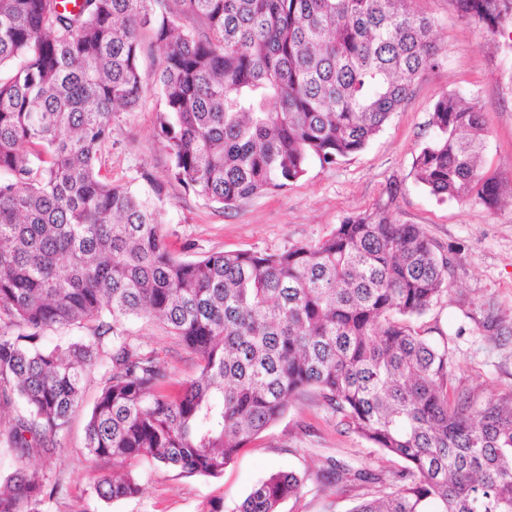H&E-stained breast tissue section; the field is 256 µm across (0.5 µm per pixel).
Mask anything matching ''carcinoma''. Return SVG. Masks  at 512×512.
Here are the masks:
<instances>
[{
  "label": "carcinoma",
  "instance_id": "obj_1",
  "mask_svg": "<svg viewBox=\"0 0 512 512\" xmlns=\"http://www.w3.org/2000/svg\"><path fill=\"white\" fill-rule=\"evenodd\" d=\"M512 35V0H453ZM413 0H0V512H42L56 487L28 467L57 446L101 373L85 425L93 489L135 497L137 459L218 477L288 405L315 390L359 437L403 465L350 512H512V393L448 395L453 361L407 321L448 290L453 257L386 203L316 246L172 255L164 186L102 173L121 112L145 101L143 37L162 49L156 136L172 178L232 208L362 150L443 58ZM414 160L440 199L491 210L512 185L482 168L481 108L434 105ZM159 319L197 362L171 372L128 336ZM92 323L75 340L46 333ZM336 485L367 481L336 462ZM304 478L257 481L235 512H279Z\"/></svg>",
  "mask_w": 512,
  "mask_h": 512
}]
</instances>
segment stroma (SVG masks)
Listing matches in <instances>:
<instances>
[{
	"mask_svg": "<svg viewBox=\"0 0 512 512\" xmlns=\"http://www.w3.org/2000/svg\"><path fill=\"white\" fill-rule=\"evenodd\" d=\"M414 6L433 20L443 63L421 74L409 98L364 149L336 165L311 164L287 189L255 195L226 210L188 191L171 179L170 157L156 137L160 95L155 70L161 50L153 46L141 59L145 102L116 119L107 170L118 183L144 171L164 183L162 228L174 254L186 260L220 251L275 253L311 246L346 217L391 200L395 220L421 225L440 250L455 252L447 292L424 315L410 319L411 329L447 347L455 366L452 387L482 399L501 397L512 392V205L492 211L474 199H438L415 180L413 163L434 134L435 102L459 93L483 109L486 169L512 180V44L461 19L451 0H415ZM491 315L496 325H488ZM125 328L170 368L175 381L196 375L194 360L159 321L135 319ZM95 395V389H87L53 454L30 462L57 487L43 512H209L214 504L234 512L257 480L278 470L305 477L300 495L286 501L281 512H349L359 488L324 489L316 480L329 461L383 475L401 466L347 430L309 393L243 448L221 477L189 476L139 460L134 468L141 493L107 503L93 491L92 464L83 452L86 414Z\"/></svg>",
	"mask_w": 512,
	"mask_h": 512,
	"instance_id": "obj_1",
	"label": "stroma"
}]
</instances>
